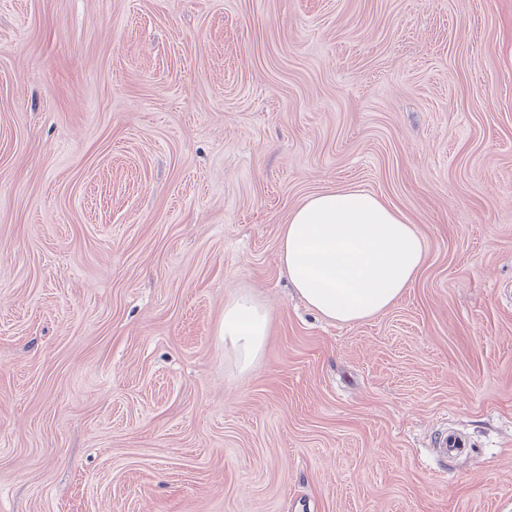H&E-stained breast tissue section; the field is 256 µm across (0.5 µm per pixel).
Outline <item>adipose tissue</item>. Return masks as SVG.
I'll list each match as a JSON object with an SVG mask.
<instances>
[{
    "label": "adipose tissue",
    "instance_id": "ef3b65f1",
    "mask_svg": "<svg viewBox=\"0 0 512 512\" xmlns=\"http://www.w3.org/2000/svg\"><path fill=\"white\" fill-rule=\"evenodd\" d=\"M426 260L414 225L373 194L339 188L294 209L279 237L278 262L295 292L319 314L354 323L385 312L410 288ZM269 313L250 292L224 300L221 333L240 371L255 364Z\"/></svg>",
    "mask_w": 512,
    "mask_h": 512
}]
</instances>
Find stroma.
I'll return each mask as SVG.
<instances>
[{"mask_svg":"<svg viewBox=\"0 0 512 512\" xmlns=\"http://www.w3.org/2000/svg\"><path fill=\"white\" fill-rule=\"evenodd\" d=\"M336 188L427 252L354 324L276 261ZM0 512H512V0H0ZM269 313L250 292L240 288L224 300V346L229 344L240 371L250 370L265 343Z\"/></svg>","mask_w":512,"mask_h":512,"instance_id":"obj_1","label":"stroma"}]
</instances>
